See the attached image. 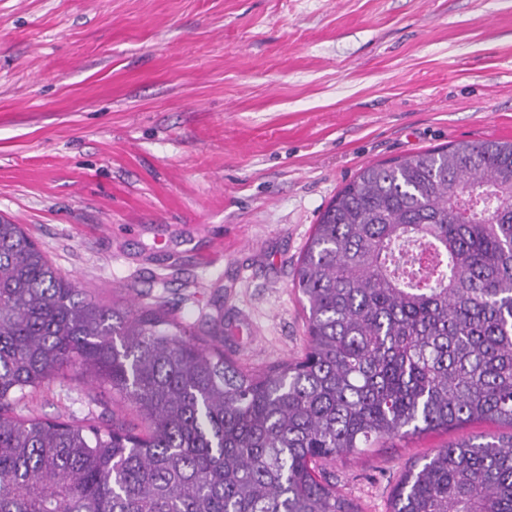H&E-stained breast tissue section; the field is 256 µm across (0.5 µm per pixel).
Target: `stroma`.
I'll list each match as a JSON object with an SVG mask.
<instances>
[{
    "label": "stroma",
    "instance_id": "obj_1",
    "mask_svg": "<svg viewBox=\"0 0 512 512\" xmlns=\"http://www.w3.org/2000/svg\"><path fill=\"white\" fill-rule=\"evenodd\" d=\"M486 139H512V0H0V217L101 304L163 301L245 367L302 355L295 270L361 168ZM25 411L141 425L74 373ZM482 433L512 429L318 467L390 512L413 463Z\"/></svg>",
    "mask_w": 512,
    "mask_h": 512
}]
</instances>
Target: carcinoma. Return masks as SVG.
<instances>
[{
    "label": "carcinoma",
    "mask_w": 512,
    "mask_h": 512,
    "mask_svg": "<svg viewBox=\"0 0 512 512\" xmlns=\"http://www.w3.org/2000/svg\"><path fill=\"white\" fill-rule=\"evenodd\" d=\"M293 287L306 353L255 372L155 304L101 305L0 221V512H358L318 461L475 420L512 429V141L365 166ZM67 368L148 433L18 411ZM392 512H512V433L414 464Z\"/></svg>",
    "instance_id": "carcinoma-1"
}]
</instances>
